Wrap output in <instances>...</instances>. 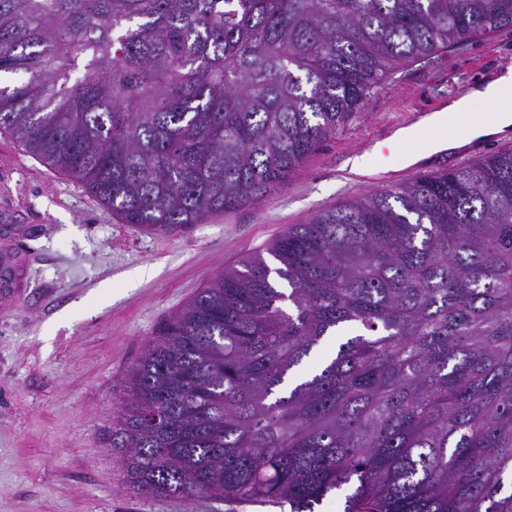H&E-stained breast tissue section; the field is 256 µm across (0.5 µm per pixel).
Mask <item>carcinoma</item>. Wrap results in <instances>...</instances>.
Wrapping results in <instances>:
<instances>
[{
  "instance_id": "1",
  "label": "carcinoma",
  "mask_w": 512,
  "mask_h": 512,
  "mask_svg": "<svg viewBox=\"0 0 512 512\" xmlns=\"http://www.w3.org/2000/svg\"><path fill=\"white\" fill-rule=\"evenodd\" d=\"M503 28L512 0H0V133L172 234L271 193L404 64ZM117 409L140 494L512 512V149L246 254L158 329Z\"/></svg>"
}]
</instances>
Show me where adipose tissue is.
I'll list each match as a JSON object with an SVG mask.
<instances>
[{
    "instance_id": "adipose-tissue-1",
    "label": "adipose tissue",
    "mask_w": 512,
    "mask_h": 512,
    "mask_svg": "<svg viewBox=\"0 0 512 512\" xmlns=\"http://www.w3.org/2000/svg\"><path fill=\"white\" fill-rule=\"evenodd\" d=\"M485 104L486 113L475 114L476 104ZM431 124L442 128L441 136L424 142L422 150L430 154L458 148L477 138L497 136L512 129V67L482 80L465 95L449 99L435 111Z\"/></svg>"
}]
</instances>
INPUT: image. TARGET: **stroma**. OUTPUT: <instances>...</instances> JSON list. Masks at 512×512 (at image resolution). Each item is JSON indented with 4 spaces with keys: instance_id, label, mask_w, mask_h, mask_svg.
<instances>
[{
    "instance_id": "obj_1",
    "label": "stroma",
    "mask_w": 512,
    "mask_h": 512,
    "mask_svg": "<svg viewBox=\"0 0 512 512\" xmlns=\"http://www.w3.org/2000/svg\"><path fill=\"white\" fill-rule=\"evenodd\" d=\"M511 66L512 28L406 63L269 195L170 236L122 223L0 134V512H290L133 491L111 445L121 382L159 326L244 254L384 181L453 168L445 152L407 166L416 145L392 147L393 133ZM365 152L373 173L350 181Z\"/></svg>"
}]
</instances>
